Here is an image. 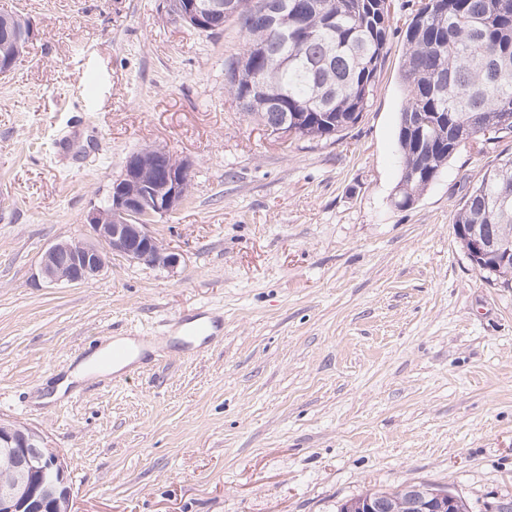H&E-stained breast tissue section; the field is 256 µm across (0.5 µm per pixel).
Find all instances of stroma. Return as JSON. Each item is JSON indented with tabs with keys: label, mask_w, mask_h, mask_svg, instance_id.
Segmentation results:
<instances>
[{
	"label": "stroma",
	"mask_w": 512,
	"mask_h": 512,
	"mask_svg": "<svg viewBox=\"0 0 512 512\" xmlns=\"http://www.w3.org/2000/svg\"><path fill=\"white\" fill-rule=\"evenodd\" d=\"M159 2L0 0L35 30L0 76V420L46 434L74 512H336L419 482L470 512L512 497V288L453 226L512 137L397 207L407 0L358 123L288 145L224 90L237 27L202 33ZM143 148L192 167L150 226L178 266L114 255L88 283H44L43 252L90 238L87 212ZM201 305L222 310V345L50 398L95 347Z\"/></svg>",
	"instance_id": "obj_1"
}]
</instances>
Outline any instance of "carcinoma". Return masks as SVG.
Here are the masks:
<instances>
[{"label":"carcinoma","mask_w":512,"mask_h":512,"mask_svg":"<svg viewBox=\"0 0 512 512\" xmlns=\"http://www.w3.org/2000/svg\"><path fill=\"white\" fill-rule=\"evenodd\" d=\"M234 12L212 19L218 29L236 23L240 49L224 57V86L243 114L276 129L288 121V139L322 140L355 125L373 94L388 52L392 0H233ZM276 12L288 36L270 29ZM398 116L402 162L395 204L409 207L462 149L478 152L512 136V0H418L405 22ZM263 85L282 105L267 107ZM441 124L419 131L413 119ZM488 242L512 241V156L500 160L465 194L454 233L483 278L512 288V263L491 249L474 255L468 234ZM430 483L401 484L365 493L379 512H397L410 491Z\"/></svg>","instance_id":"1"}]
</instances>
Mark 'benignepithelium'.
Returning <instances> with one entry per match:
<instances>
[{
  "label": "benign epithelium",
  "instance_id": "1",
  "mask_svg": "<svg viewBox=\"0 0 512 512\" xmlns=\"http://www.w3.org/2000/svg\"><path fill=\"white\" fill-rule=\"evenodd\" d=\"M233 8L229 0H187L170 20L200 31L208 20ZM191 167L159 148L129 155L122 175L113 182L107 201L85 217L96 243L59 241L42 256L39 277L57 285L83 284L98 276L109 255H120L151 267L170 268L180 261L148 231L156 219L172 214L185 200V178ZM0 451L20 459L23 471L0 477V512H72L73 484L63 457L39 431L17 422L0 421ZM53 481H42L46 470ZM416 512H452L456 499L448 491L410 495Z\"/></svg>",
  "mask_w": 512,
  "mask_h": 512
}]
</instances>
